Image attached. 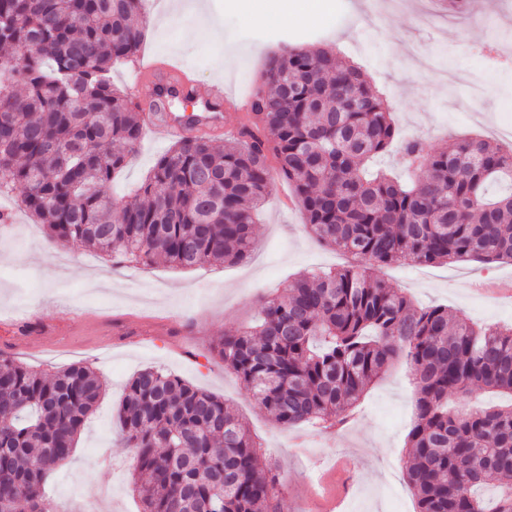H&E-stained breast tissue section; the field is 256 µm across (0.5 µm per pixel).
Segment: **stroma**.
I'll use <instances>...</instances> for the list:
<instances>
[{
    "label": "stroma",
    "mask_w": 512,
    "mask_h": 512,
    "mask_svg": "<svg viewBox=\"0 0 512 512\" xmlns=\"http://www.w3.org/2000/svg\"><path fill=\"white\" fill-rule=\"evenodd\" d=\"M328 2L315 19L261 23L244 16L240 0H205L201 12L192 0L179 9L171 0H144L143 11L155 22L144 28L141 53L190 68L198 92L223 81L224 126L210 134L217 146L246 120L245 101L266 59L296 45L330 46L356 63L393 105L399 137L423 140L429 150L475 134L496 141L512 124V67L489 69L471 43L480 37L512 56V0H473L472 9L457 15L442 0H389L386 12L355 10V0ZM207 23L223 29V41L207 38ZM475 84L482 96L474 105ZM165 149L144 133L113 179L114 202L141 184ZM255 237L244 261L178 269L162 262L116 265L81 244L52 242L43 225L20 211L12 223L0 224V351L49 372L84 362L106 381L73 455L49 478L46 512H87L96 488L112 492L103 512H139L116 411L126 381L148 366L233 406L274 465L288 512H307L310 486L345 456L356 462L347 512H417L405 448L415 387L404 363L370 386L346 428L319 433L306 425L277 426L217 356L214 346L224 335L257 317L262 295L345 263L307 229L293 186L279 178L259 211ZM377 274L417 306L442 305L473 322L512 324V304L486 294L512 285L510 264L404 260ZM22 315L39 330L18 334Z\"/></svg>",
    "instance_id": "1"
}]
</instances>
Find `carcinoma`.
I'll list each match as a JSON object with an SVG mask.
<instances>
[{
    "label": "carcinoma",
    "instance_id": "cac0c4a2",
    "mask_svg": "<svg viewBox=\"0 0 512 512\" xmlns=\"http://www.w3.org/2000/svg\"><path fill=\"white\" fill-rule=\"evenodd\" d=\"M141 0H0V194L57 242L150 265L242 262L274 176L294 187L305 224L354 262L269 298L259 322L217 352L280 427L345 426L400 357L416 388L406 448L418 512H512V406L472 405L475 389L512 394V325L418 308L375 275L410 260L512 262V150L477 138L438 152L401 144L403 183L366 168L397 131L391 105L329 49L266 62L251 113L218 149L172 144L112 217L113 175L143 124L112 66L134 62ZM37 42L34 54L21 49ZM104 383L85 363L52 374L0 353V512H44L48 472L75 448ZM461 400L448 405V398ZM143 512H288L278 478L224 399L161 367L138 371L118 408ZM496 482L488 505L476 490Z\"/></svg>",
    "mask_w": 512,
    "mask_h": 512
}]
</instances>
